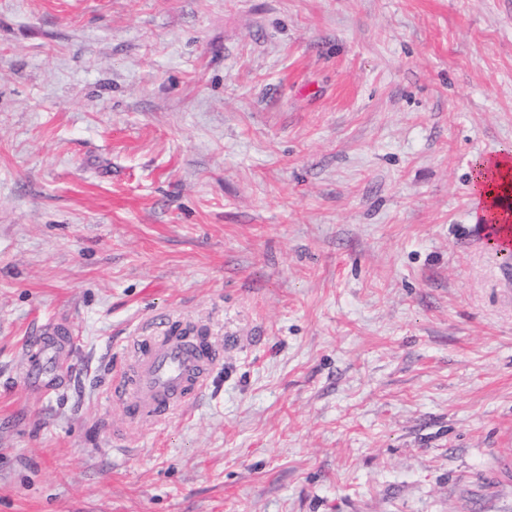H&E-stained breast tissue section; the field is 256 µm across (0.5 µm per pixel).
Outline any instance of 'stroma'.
Instances as JSON below:
<instances>
[{"label": "stroma", "instance_id": "stroma-1", "mask_svg": "<svg viewBox=\"0 0 512 512\" xmlns=\"http://www.w3.org/2000/svg\"><path fill=\"white\" fill-rule=\"evenodd\" d=\"M510 148L512 0H0V512H512ZM159 317L219 361L114 431ZM508 151L478 158L472 182L475 217L481 224H509L512 220V163ZM507 172L509 181L500 187L497 178ZM511 175V180H510ZM59 357V348L44 345L40 357L35 358L27 369L28 383L34 386H49L53 381L52 373Z\"/></svg>", "mask_w": 512, "mask_h": 512}]
</instances>
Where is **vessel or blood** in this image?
Returning <instances> with one entry per match:
<instances>
[{
  "label": "vessel or blood",
  "mask_w": 512,
  "mask_h": 512,
  "mask_svg": "<svg viewBox=\"0 0 512 512\" xmlns=\"http://www.w3.org/2000/svg\"><path fill=\"white\" fill-rule=\"evenodd\" d=\"M155 329L156 337L134 343L131 369L120 373L112 384L113 398L132 423L157 422L187 405L206 386L216 361L206 341L173 336L164 320ZM59 357L57 347L44 346L27 369L28 383L49 386Z\"/></svg>",
  "instance_id": "b4317fda"
}]
</instances>
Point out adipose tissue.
Instances as JSON below:
<instances>
[{"instance_id": "ef3b65f1", "label": "adipose tissue", "mask_w": 512, "mask_h": 512, "mask_svg": "<svg viewBox=\"0 0 512 512\" xmlns=\"http://www.w3.org/2000/svg\"><path fill=\"white\" fill-rule=\"evenodd\" d=\"M472 192L480 223L512 222V153L503 151L477 159Z\"/></svg>"}]
</instances>
